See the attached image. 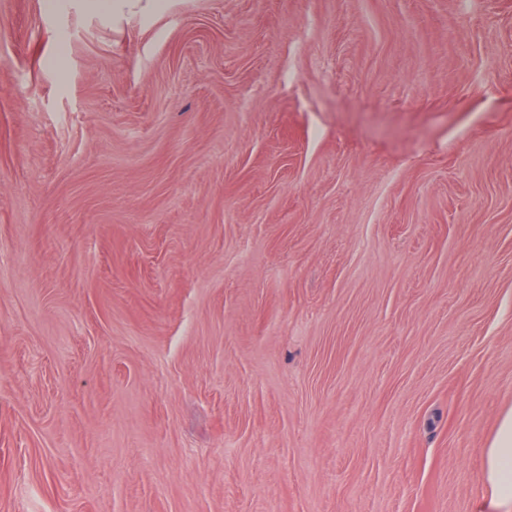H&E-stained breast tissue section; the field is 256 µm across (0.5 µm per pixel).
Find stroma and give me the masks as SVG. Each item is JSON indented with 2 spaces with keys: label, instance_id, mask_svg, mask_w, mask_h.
Listing matches in <instances>:
<instances>
[{
  "label": "stroma",
  "instance_id": "stroma-1",
  "mask_svg": "<svg viewBox=\"0 0 512 512\" xmlns=\"http://www.w3.org/2000/svg\"><path fill=\"white\" fill-rule=\"evenodd\" d=\"M512 407V0H0V512H479Z\"/></svg>",
  "mask_w": 512,
  "mask_h": 512
}]
</instances>
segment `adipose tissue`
Instances as JSON below:
<instances>
[{
    "mask_svg": "<svg viewBox=\"0 0 512 512\" xmlns=\"http://www.w3.org/2000/svg\"><path fill=\"white\" fill-rule=\"evenodd\" d=\"M482 481L490 507L497 512L512 507V407L500 414L484 450Z\"/></svg>",
    "mask_w": 512,
    "mask_h": 512,
    "instance_id": "1",
    "label": "adipose tissue"
}]
</instances>
